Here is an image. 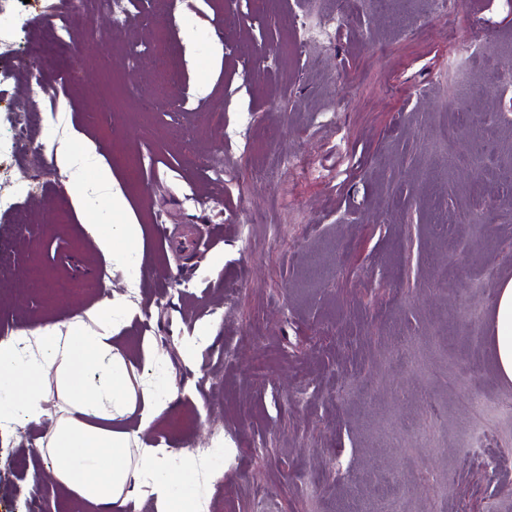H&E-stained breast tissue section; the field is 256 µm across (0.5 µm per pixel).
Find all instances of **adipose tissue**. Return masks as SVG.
<instances>
[{
  "mask_svg": "<svg viewBox=\"0 0 512 512\" xmlns=\"http://www.w3.org/2000/svg\"><path fill=\"white\" fill-rule=\"evenodd\" d=\"M56 162L74 176L95 169L97 185L112 194L113 209L125 208L123 195L112 188V171L99 163L95 147L76 155L69 143H61ZM88 230L104 261L128 268L131 283H138L142 225L92 224ZM139 312L127 296L116 294L65 325L0 339V426L50 420V433L38 451L56 461L53 475L71 512H110L133 498L142 477L152 480L159 512H201L191 489L195 462L166 446L144 444L141 437L163 412L174 409L177 395L152 376L135 374L127 360L118 332ZM490 335L499 375L511 383L512 278L500 287ZM52 389L65 405L58 416L48 407Z\"/></svg>",
  "mask_w": 512,
  "mask_h": 512,
  "instance_id": "ef3b65f1",
  "label": "adipose tissue"
}]
</instances>
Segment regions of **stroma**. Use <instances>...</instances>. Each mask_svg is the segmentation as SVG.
<instances>
[{"label":"stroma","instance_id":"stroma-1","mask_svg":"<svg viewBox=\"0 0 512 512\" xmlns=\"http://www.w3.org/2000/svg\"><path fill=\"white\" fill-rule=\"evenodd\" d=\"M57 2L49 26L47 0H0V190L18 194L0 339L126 292L87 227L142 225L141 265L167 275L141 281L121 334L184 418L145 437L205 454L213 512H512V383L489 335L512 278V0L446 22L430 0ZM328 13L331 40L298 45V19ZM75 130L125 211L94 170L54 167ZM45 432L0 429V512H69L32 452Z\"/></svg>","mask_w":512,"mask_h":512}]
</instances>
